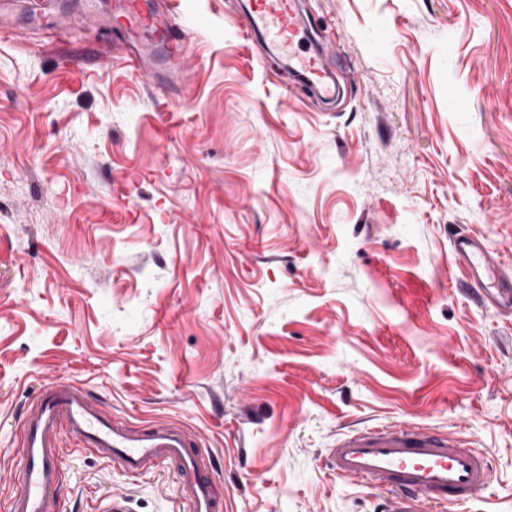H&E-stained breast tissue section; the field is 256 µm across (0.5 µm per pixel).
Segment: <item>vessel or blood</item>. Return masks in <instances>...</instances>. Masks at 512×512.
Masks as SVG:
<instances>
[{
    "mask_svg": "<svg viewBox=\"0 0 512 512\" xmlns=\"http://www.w3.org/2000/svg\"><path fill=\"white\" fill-rule=\"evenodd\" d=\"M115 20L118 32H140L162 42L172 70L183 66L189 43L171 10L150 7L147 0H124ZM242 31L264 33L280 47L292 49L304 21L295 0H250ZM293 72L304 76L326 98L336 95L324 58L317 53L294 58ZM459 266L477 287L478 301L503 313L512 312V277L482 241L463 234L452 241ZM21 490L6 512H57L62 490L58 448L62 434L76 445L93 449L121 471L138 474L157 462H177L181 481L177 495L188 512H224V494L215 487L212 462L197 434L173 420L135 423L113 413L76 381L57 377L45 384L22 422ZM338 479L363 481L391 491L387 512H426L428 506L461 504L485 488L491 469L479 449L465 440L418 425H379L345 433L330 451Z\"/></svg>",
    "mask_w": 512,
    "mask_h": 512,
    "instance_id": "vessel-or-blood-1",
    "label": "vessel or blood"
}]
</instances>
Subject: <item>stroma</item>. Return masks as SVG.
<instances>
[{"instance_id":"35a3bbf8","label":"stroma","mask_w":512,"mask_h":512,"mask_svg":"<svg viewBox=\"0 0 512 512\" xmlns=\"http://www.w3.org/2000/svg\"><path fill=\"white\" fill-rule=\"evenodd\" d=\"M52 2L0 38V498L64 376L194 429L224 512H385L328 465L383 423L489 456L441 512H512V316L451 249L469 233L512 271V0H301L294 50L326 56L332 100L284 86L246 0H155L210 20L170 82L87 0ZM60 466V512H176V465L129 477L67 441Z\"/></svg>"}]
</instances>
